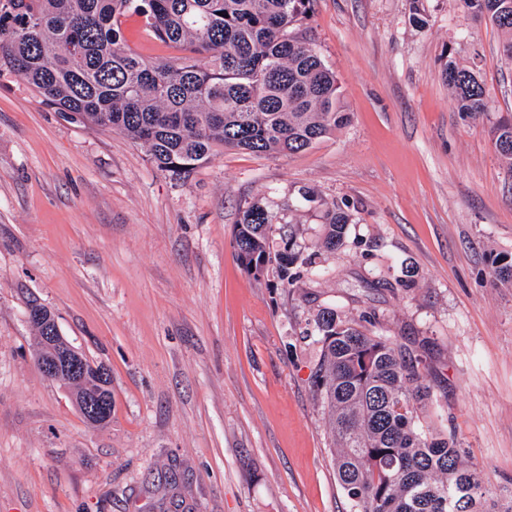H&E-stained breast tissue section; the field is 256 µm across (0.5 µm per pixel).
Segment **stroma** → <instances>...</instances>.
<instances>
[{"label":"stroma","instance_id":"stroma-1","mask_svg":"<svg viewBox=\"0 0 512 512\" xmlns=\"http://www.w3.org/2000/svg\"><path fill=\"white\" fill-rule=\"evenodd\" d=\"M348 124L287 156L221 149L182 180L112 129L0 74V512H353L312 375L319 309L424 350L432 411L491 486L512 481V62L457 0H315L306 22ZM489 108L463 118L446 59ZM313 202L302 199V192ZM320 252L321 277L247 273L240 207ZM112 375V421L88 425L32 351L29 299ZM325 235L322 248L327 252H335L342 244L349 223V215L342 209H331L325 213Z\"/></svg>","mask_w":512,"mask_h":512}]
</instances>
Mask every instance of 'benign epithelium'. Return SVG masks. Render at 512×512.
<instances>
[{
  "mask_svg": "<svg viewBox=\"0 0 512 512\" xmlns=\"http://www.w3.org/2000/svg\"><path fill=\"white\" fill-rule=\"evenodd\" d=\"M27 319L35 327V342L43 350L38 365L51 380L65 377L79 392L84 414L89 423L101 425L109 419V398L103 391L110 388L109 370L105 365L86 360L79 351L60 345L59 326L52 311L37 305L27 309Z\"/></svg>",
  "mask_w": 512,
  "mask_h": 512,
  "instance_id": "obj_1",
  "label": "benign epithelium"
}]
</instances>
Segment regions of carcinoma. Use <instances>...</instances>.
Instances as JSON below:
<instances>
[{
	"label": "carcinoma",
	"instance_id": "1",
	"mask_svg": "<svg viewBox=\"0 0 512 512\" xmlns=\"http://www.w3.org/2000/svg\"><path fill=\"white\" fill-rule=\"evenodd\" d=\"M509 35L512 0H459ZM313 0H0V71L13 72L44 102L81 123L121 132L145 147L161 171L187 178L217 149L282 155L307 150L348 121L338 80L299 31ZM142 19L156 40L179 55L141 58L122 26ZM442 75L457 110L487 111L477 75L453 60ZM512 158V122L494 133ZM322 248L342 244L349 215L325 213ZM272 215L258 201L240 209L235 247L241 265L259 275L272 263L293 285L320 274L315 255L293 236L271 253ZM333 307L319 310L322 354L313 374L328 407L340 485L354 512H512V485L488 488L482 470L464 463L453 431H430L422 359Z\"/></svg>",
	"mask_w": 512,
	"mask_h": 512
}]
</instances>
